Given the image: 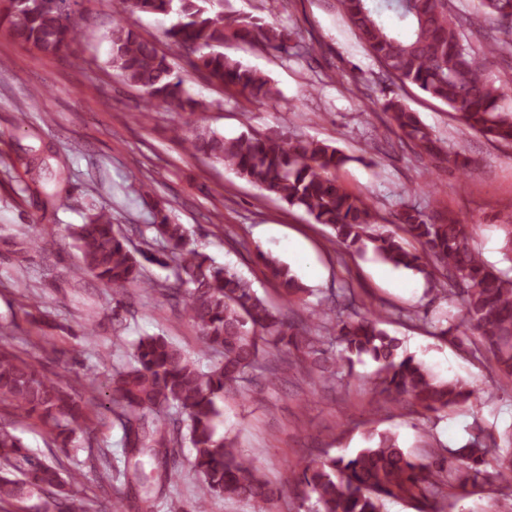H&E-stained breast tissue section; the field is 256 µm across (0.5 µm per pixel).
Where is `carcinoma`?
I'll use <instances>...</instances> for the list:
<instances>
[{"label":"carcinoma","mask_w":512,"mask_h":512,"mask_svg":"<svg viewBox=\"0 0 512 512\" xmlns=\"http://www.w3.org/2000/svg\"><path fill=\"white\" fill-rule=\"evenodd\" d=\"M123 2L126 13L176 14L178 20L166 30V37L190 55L188 64L195 71L255 103L264 104L277 95L269 78L224 53L223 47L236 42L286 53L292 30L210 9L223 0ZM339 4L389 77L447 104L466 129L512 144V111L502 105L512 90L488 75L490 58L512 44V0H478L476 11L468 16L450 14L448 0H396L395 10L406 28L403 36L381 22L373 0ZM71 12L70 0H55V7L48 9L40 0H15V10L0 9V22L8 23L12 37L30 50L57 56L75 39ZM486 22L493 25L489 44L475 48L466 31ZM104 38L110 43L108 67L124 83L140 88L150 104L192 114L207 111L209 104L183 90L174 59L159 52L125 18L115 20ZM381 109L426 154L469 172L468 162L442 147L436 134L400 99L385 100ZM186 143L192 154L224 164L269 195L304 209L315 223L328 225L336 245L348 253L370 246L384 261L419 274L443 299L459 297L477 335L474 352L493 356L494 382H512V268L501 270L486 263L467 225L451 217L438 224L406 206L395 215L397 230L381 229L373 206L336 181V170L351 157L323 141L286 136L275 128L227 138L198 125ZM149 228L163 244L159 255L149 248L130 250L127 237L101 212L69 226L68 235L83 259L73 274L88 273L112 288V301L118 306L131 288L161 289L196 325L204 348L220 359L204 367L167 337L143 336L134 362L113 370L105 403L71 390L63 379L44 375L0 345V404L10 406L17 418L50 426L58 450L75 461L66 470L56 459L39 457L13 426L0 422V503L21 504L35 497L41 512H80L77 489L83 470L76 440L90 433L95 420H109L123 432L124 469L112 464L107 448L90 447L86 458L89 469L100 473L101 487H111L121 501L122 489L112 486L121 478L128 485L151 487L175 482L179 470L168 463V452L184 438L200 478L197 512H204L212 496L272 506L287 490L295 494L296 512H386V502L395 499L414 501L418 512H442L438 500L453 495L459 478L474 493L487 487L505 496L512 492V436L503 450L480 425L469 445L424 457L405 451L388 431L371 432L370 445L354 455L305 458L289 469L284 484H272L255 460L237 448L235 439L216 429L218 401L246 395L247 376L267 355L326 381L336 377L340 366L351 364L352 357L369 356L380 364V393L396 404L433 415L479 401L485 389L442 379L401 353L399 339L383 328L384 311L358 299L351 288L326 298L306 317L292 320L261 298L251 282L193 248L188 228L172 222L168 214L154 211ZM170 258L175 260L174 284H159L147 276L146 265L166 266ZM258 258L286 302L302 300L307 288L288 265L262 251ZM328 342L340 347L338 353H329ZM177 421L186 425L187 436L179 427L169 429ZM145 455L163 465L151 479L140 467L139 457Z\"/></svg>","instance_id":"obj_1"}]
</instances>
